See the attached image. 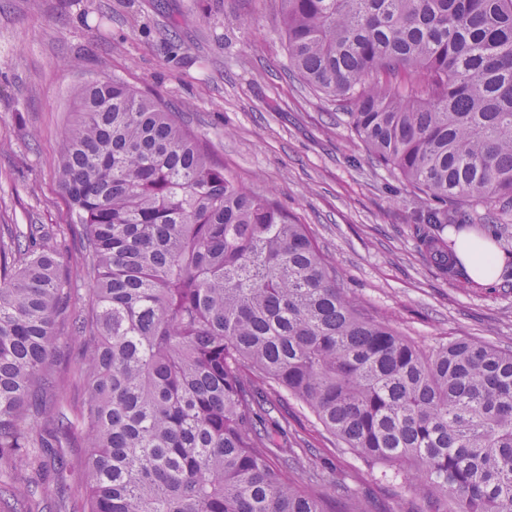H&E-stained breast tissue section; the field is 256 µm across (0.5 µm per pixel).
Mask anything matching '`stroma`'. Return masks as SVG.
I'll list each match as a JSON object with an SVG mask.
<instances>
[{
    "mask_svg": "<svg viewBox=\"0 0 512 512\" xmlns=\"http://www.w3.org/2000/svg\"><path fill=\"white\" fill-rule=\"evenodd\" d=\"M207 7L223 25L191 22ZM278 29V0H0V225H48L51 245L74 265L81 244L56 178L59 144L81 86L118 79L180 113L251 192L275 196L307 225L341 287L410 341L511 348L512 276L483 288L437 272L414 237L421 198L370 163L333 98L289 71ZM456 221L482 225L512 253V223H498L493 207L459 205ZM79 356L73 339L53 354L70 417L84 397ZM271 415L288 428L296 478L319 472L347 488L341 512H422L404 468L341 447L288 395L273 397ZM60 441L72 464L61 481L68 493L40 508L83 512L89 451Z\"/></svg>",
    "mask_w": 512,
    "mask_h": 512,
    "instance_id": "stroma-1",
    "label": "stroma"
}]
</instances>
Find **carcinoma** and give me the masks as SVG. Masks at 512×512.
Wrapping results in <instances>:
<instances>
[{"mask_svg":"<svg viewBox=\"0 0 512 512\" xmlns=\"http://www.w3.org/2000/svg\"><path fill=\"white\" fill-rule=\"evenodd\" d=\"M288 66L336 98L369 159L427 205L417 247L458 276L448 204L512 209V0H279ZM88 309L41 224L0 236V512L69 462L51 359L74 338L87 387V512H338L297 483L286 427L247 372L368 461L409 467L427 512H512V350H422L357 305L306 225L248 191L158 97L90 82L60 143ZM54 412L38 432L34 412Z\"/></svg>","mask_w":512,"mask_h":512,"instance_id":"1","label":"carcinoma"}]
</instances>
